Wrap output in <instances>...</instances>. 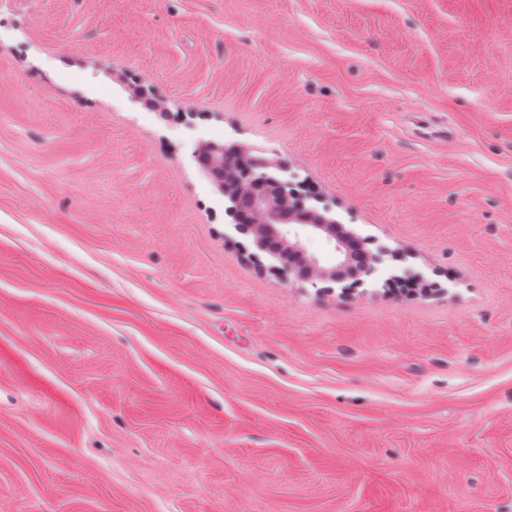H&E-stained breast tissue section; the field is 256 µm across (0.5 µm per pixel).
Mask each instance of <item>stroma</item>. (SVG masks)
Here are the masks:
<instances>
[{
  "label": "stroma",
  "instance_id": "obj_1",
  "mask_svg": "<svg viewBox=\"0 0 512 512\" xmlns=\"http://www.w3.org/2000/svg\"><path fill=\"white\" fill-rule=\"evenodd\" d=\"M203 141L381 271L285 284ZM0 512H512V0H0Z\"/></svg>",
  "mask_w": 512,
  "mask_h": 512
}]
</instances>
